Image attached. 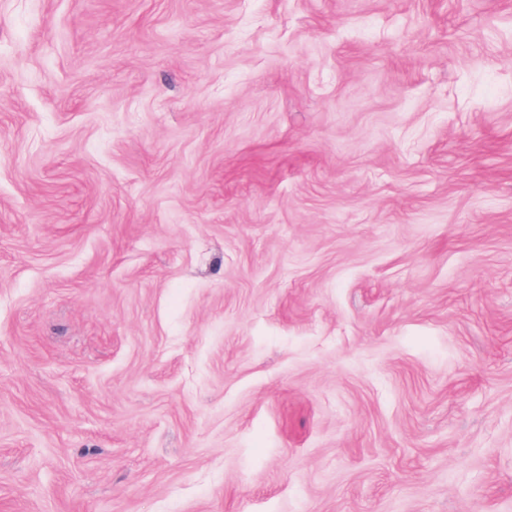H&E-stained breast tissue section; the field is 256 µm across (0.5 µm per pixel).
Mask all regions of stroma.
<instances>
[{
    "instance_id": "35a3bbf8",
    "label": "stroma",
    "mask_w": 512,
    "mask_h": 512,
    "mask_svg": "<svg viewBox=\"0 0 512 512\" xmlns=\"http://www.w3.org/2000/svg\"><path fill=\"white\" fill-rule=\"evenodd\" d=\"M0 512H512V0H0Z\"/></svg>"
}]
</instances>
